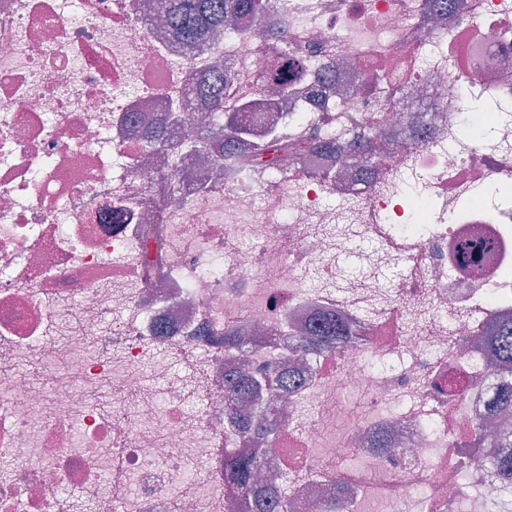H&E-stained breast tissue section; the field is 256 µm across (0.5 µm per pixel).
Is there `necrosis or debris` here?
I'll use <instances>...</instances> for the list:
<instances>
[{"instance_id":"4bbe7bcc","label":"necrosis or debris","mask_w":512,"mask_h":512,"mask_svg":"<svg viewBox=\"0 0 512 512\" xmlns=\"http://www.w3.org/2000/svg\"><path fill=\"white\" fill-rule=\"evenodd\" d=\"M270 4L212 55L152 0H0V512H82L72 487L95 512H249L224 454L256 446L300 512H507L482 338L512 317V0ZM269 25L287 53L259 50ZM217 56L256 128L376 129L371 172L340 141L213 176L188 133L224 120L186 90ZM326 320L336 351L297 352ZM241 367L303 382L240 405L269 441L224 417Z\"/></svg>"}]
</instances>
